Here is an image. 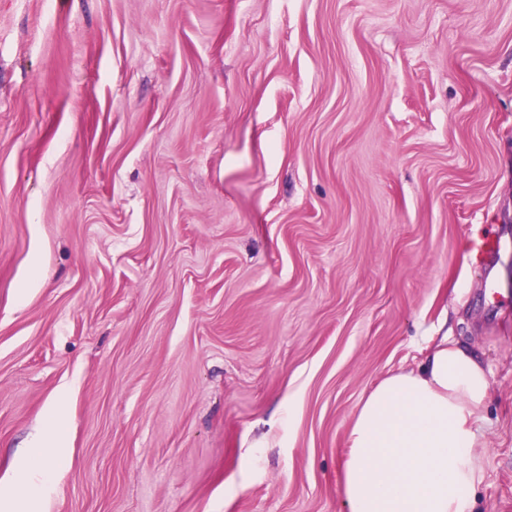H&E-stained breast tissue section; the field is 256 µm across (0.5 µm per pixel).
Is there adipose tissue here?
<instances>
[{
	"instance_id": "obj_1",
	"label": "adipose tissue",
	"mask_w": 512,
	"mask_h": 512,
	"mask_svg": "<svg viewBox=\"0 0 512 512\" xmlns=\"http://www.w3.org/2000/svg\"><path fill=\"white\" fill-rule=\"evenodd\" d=\"M489 372L471 346L444 336L414 370L390 373L362 400L347 434L338 493L348 512H471L485 443L479 425ZM51 431L18 460L19 493L0 512H23L66 461L62 399L48 406Z\"/></svg>"
}]
</instances>
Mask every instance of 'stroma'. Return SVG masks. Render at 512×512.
Instances as JSON below:
<instances>
[{
  "instance_id": "obj_1",
  "label": "stroma",
  "mask_w": 512,
  "mask_h": 512,
  "mask_svg": "<svg viewBox=\"0 0 512 512\" xmlns=\"http://www.w3.org/2000/svg\"><path fill=\"white\" fill-rule=\"evenodd\" d=\"M446 334L512 512V0H0V489L67 383L34 512H346Z\"/></svg>"
}]
</instances>
